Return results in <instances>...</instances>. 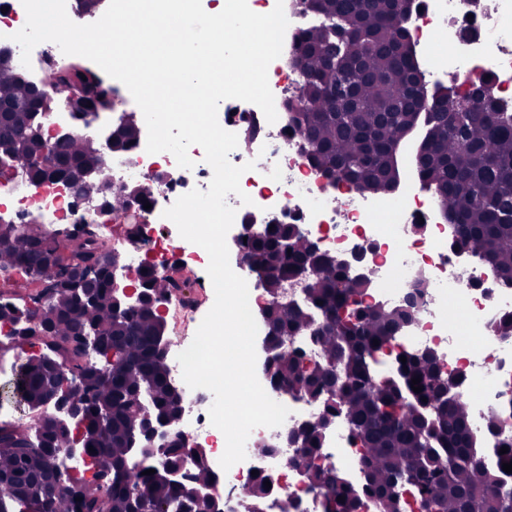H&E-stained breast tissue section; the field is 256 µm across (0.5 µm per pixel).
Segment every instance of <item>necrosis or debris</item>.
Here are the masks:
<instances>
[{"instance_id":"obj_1","label":"necrosis or debris","mask_w":512,"mask_h":512,"mask_svg":"<svg viewBox=\"0 0 512 512\" xmlns=\"http://www.w3.org/2000/svg\"><path fill=\"white\" fill-rule=\"evenodd\" d=\"M416 3L406 26L427 88L464 92L485 82L501 109L512 112V0ZM294 55L293 43H286L268 68L269 86L279 106L275 123H268L255 105L218 115L221 127L238 137L230 162L256 164L240 180L251 204H242L233 194L227 197L236 209L233 231L247 237L244 223L249 216L274 217L297 225L302 235L325 251L363 253L366 303L402 309L409 297H417L415 318L403 331L402 344L416 351L433 350L444 371L464 373L472 435L484 438L486 423L493 416L504 423L505 434L512 435V336L492 332L503 316L512 313V285L497 279L488 263L451 247L456 227L447 222L444 205L421 179L413 159H404L398 186L381 196L336 183L311 164L304 141L282 108L284 100L300 94L305 82L293 63ZM189 156L194 166L185 169L171 153H147L142 141L108 154L105 177L112 191L147 193L150 208L142 233L159 239L154 264L163 275L178 269L192 272L209 263L202 247L164 235L170 225L164 210L192 189L208 190L213 176L198 148H190ZM0 218L16 224L34 219L48 227L77 222L95 225L127 270L136 276L142 273L141 250L118 232V215L105 212L97 203L81 202L65 181L0 178ZM463 268L468 271L464 279L459 276ZM178 355V349H171L166 362L182 394L183 429L191 445L203 450L211 463H218L226 440L210 422L214 396L208 389L185 386ZM285 405L290 414L284 423L253 429L245 460L219 471L218 490L245 500L256 476L262 475L301 499L304 512H322L320 500L308 491V480L290 464L294 449L283 447L281 440L294 423L319 418L325 407L293 398ZM259 444L274 446V453L256 452ZM322 453L346 479L359 483L358 450L348 425L339 421L327 430Z\"/></svg>"}]
</instances>
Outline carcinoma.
Listing matches in <instances>:
<instances>
[{"mask_svg": "<svg viewBox=\"0 0 512 512\" xmlns=\"http://www.w3.org/2000/svg\"><path fill=\"white\" fill-rule=\"evenodd\" d=\"M314 2L327 25L301 30L295 56L306 81L294 125L309 159L338 182L384 195L400 180L403 147L413 142L417 170L457 224L458 244L512 283V112L499 111L491 97L478 112L462 111L458 96L446 92L425 101L402 26L413 0H403L402 8L394 0ZM49 107L40 87L18 83L17 72L0 64V175L25 169L36 179L67 180L78 196L97 195V186L80 182L83 165L106 166L90 137L75 135L47 150L35 135L36 111ZM138 128L139 117L129 114L115 146L137 141ZM285 237L289 253L278 251ZM106 252L98 235L71 233L66 226L0 224V286L20 300H1L0 319L28 330L21 342L41 349L19 365L8 398L42 409L51 394L66 392L57 371L63 365L82 378L84 394L71 397L85 400V424L94 431L88 441L92 475L76 502L69 478L50 466L44 452L62 455L69 447L71 433L58 427L56 414L43 412L29 426L0 421V512H191V503L154 463L158 452L144 450L135 464L127 459L142 416L173 413L178 397L156 354L167 340L166 322L148 305L116 314L103 276L87 278L88 262H102ZM52 260L64 277L84 281L87 299L77 302L58 288L32 312L27 304L51 283ZM246 260L265 273L271 297L297 269L310 268L303 302L271 307L268 335L307 332L322 359L307 365L298 353L278 349L268 383L341 412L359 443L363 487L356 489L331 461L312 467L323 448L321 425L300 438L310 485L324 490L323 512H358L363 493L376 500L379 512H400L396 492L405 489L425 512H512V473L503 471L512 461V444L497 434V420H488L493 447L475 444L464 380L443 375L432 351L393 350L410 312L364 304V281L311 259L308 240L293 226L277 224L251 237ZM17 275L35 290L20 294ZM417 377L418 393L411 388ZM148 469L156 473L144 474Z\"/></svg>", "mask_w": 512, "mask_h": 512, "instance_id": "obj_1", "label": "carcinoma"}]
</instances>
